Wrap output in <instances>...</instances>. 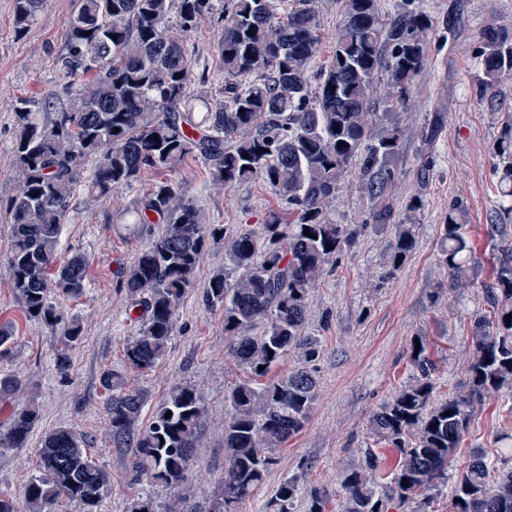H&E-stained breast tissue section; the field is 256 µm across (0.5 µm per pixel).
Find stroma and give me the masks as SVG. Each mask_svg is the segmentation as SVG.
I'll return each mask as SVG.
<instances>
[{"instance_id": "stroma-1", "label": "stroma", "mask_w": 512, "mask_h": 512, "mask_svg": "<svg viewBox=\"0 0 512 512\" xmlns=\"http://www.w3.org/2000/svg\"><path fill=\"white\" fill-rule=\"evenodd\" d=\"M433 18L428 60L414 81L402 114L400 178L393 190L397 206L418 200L413 212L416 247L399 271H391L392 230L367 231L354 251L338 255L312 292L313 313L305 331L321 344L317 363L318 390L304 428L279 449L277 462L264 485L236 512H265L278 484L300 475L304 492L295 512H309L311 491L329 496L326 512H336L349 469L364 460L373 445L369 418L412 380L410 344L416 337L429 343L436 365L431 403L465 391L471 357L470 336L476 315L487 311L482 285L490 281L503 240L512 241V212L505 211L501 171L495 149L512 112V79H506L490 101L471 91L479 72L475 59L478 33L494 22L512 29V0H421ZM72 0H46L25 34L15 25L14 0H0V200L14 192L12 141L18 100L61 92L63 79L53 64L64 46ZM443 117L433 143L423 131L434 114ZM428 174L420 169L425 159ZM145 173L134 188L105 198L77 191L64 225L60 256H86L88 284L80 298L66 301L70 315L82 326V340L66 373L54 368L55 339L49 330L21 315L5 257L10 250V216L0 209V320H15L16 339L0 371L18 374L23 385L14 402L0 401V423L14 406L32 402L40 418L27 447L0 451V492L23 501L36 474L44 434L64 427L82 438L86 448L112 474V490L104 512H122L133 488L128 482L130 451L112 445L105 413L108 393L100 383L104 370L124 371L131 386L144 390L146 410H153L176 384L199 385L206 415L184 484L187 505L199 512L217 494L224 475V420L228 387L243 370L228 354L224 310L209 306L203 290L213 272L224 267L223 243L205 252L196 282L179 312L164 359L142 373L126 368L124 348L136 330L131 300L121 286L126 267L137 252L161 234L159 224L146 225L139 235L125 233L112 221L119 211L155 180ZM173 181L206 214L210 223L235 228L259 227L281 204L261 179L224 189L209 187L204 166L191 158ZM462 203L461 217L476 257L466 285H452L441 262V226L453 203ZM370 204L358 189L356 171H348L333 204L337 223L360 224ZM328 321H321L322 312ZM485 451L496 469L512 470V394H491L477 406L459 448L448 460V476L456 478L473 450Z\"/></svg>"}]
</instances>
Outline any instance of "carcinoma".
Returning a JSON list of instances; mask_svg holds the SVG:
<instances>
[{
	"mask_svg": "<svg viewBox=\"0 0 512 512\" xmlns=\"http://www.w3.org/2000/svg\"><path fill=\"white\" fill-rule=\"evenodd\" d=\"M45 0H14L19 31ZM316 0H73L63 48L53 58L66 83L62 94L21 99L15 107L14 194L7 264L20 311L56 336L55 366L65 372L81 340L77 319L55 297H78L87 286V260L75 253L57 263L63 225L77 187L101 198L131 188L147 171L159 178L120 223L130 231L164 224L125 270L122 287L137 315L136 333L125 345L126 365L154 369L166 355L185 296L194 287L202 254L224 241V271L205 288L207 304L224 308L230 355L247 378L225 400L224 477L205 512H233L265 482L277 451L300 432L317 396L321 345L305 334L314 288L358 237L378 225L394 227L391 269L396 271L416 243L410 203L397 210L392 192L399 180L398 109L409 100L428 53L431 16L415 0H399L384 13L379 0H344L332 55L320 57ZM209 19L220 30L214 69L195 80L187 36ZM481 73L473 85L492 99L512 74V31L494 23L479 33ZM218 87L221 98L194 89ZM385 112L372 111L377 98ZM96 163L83 176L86 159ZM189 157L205 167L208 181L224 187L260 178L281 199L257 231L247 224L227 230L207 224L169 175ZM502 182L512 197V135L498 146ZM370 202L364 224H338L336 193L350 167ZM448 212L439 252L452 284L470 277L476 261L469 238ZM310 235H305L304 230ZM490 310L474 321L469 388L428 407L435 364L425 342L411 349L413 382L373 413V440L401 449L391 473V492L381 490V460L365 450V462L345 476L338 512H389L391 502H410L448 479V458L467 430L471 408L486 394L512 392V243L489 285ZM15 325L0 322V358L12 351ZM298 367L267 377L288 356ZM264 370H258L259 366ZM109 393L106 412L112 443L132 449L135 486L123 512H184L178 490L200 440L205 400L197 385L172 387L143 420L144 393L116 369L101 377ZM19 376L0 371V401L14 398ZM171 416H166V413ZM39 420L33 404L17 406L0 426V448L28 445ZM40 471L25 492L26 509L0 494V512H56L63 502L82 512H101L112 475L66 428L41 440ZM173 493L159 503L155 489ZM303 487L298 477L282 481L267 512H293ZM452 512H512V470L496 477L483 454L473 453L454 483Z\"/></svg>",
	"mask_w": 512,
	"mask_h": 512,
	"instance_id": "cac0c4a2",
	"label": "carcinoma"
}]
</instances>
